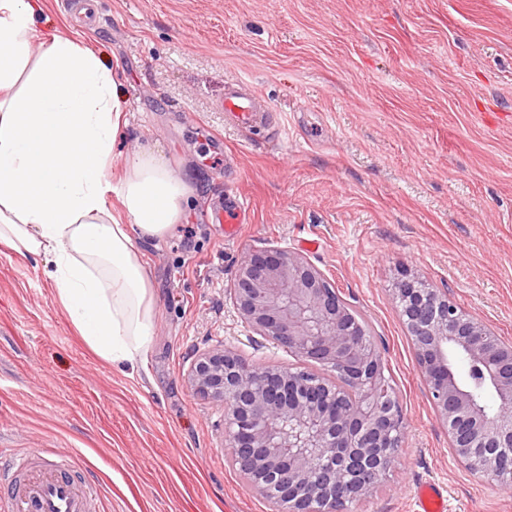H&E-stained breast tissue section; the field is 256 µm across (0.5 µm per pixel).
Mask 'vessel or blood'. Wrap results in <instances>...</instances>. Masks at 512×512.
I'll return each mask as SVG.
<instances>
[{
	"label": "vessel or blood",
	"mask_w": 512,
	"mask_h": 512,
	"mask_svg": "<svg viewBox=\"0 0 512 512\" xmlns=\"http://www.w3.org/2000/svg\"><path fill=\"white\" fill-rule=\"evenodd\" d=\"M232 124L251 131L259 127L267 111L259 94L249 85L229 89L219 103ZM244 200H234L228 207L216 206L211 221L223 225L225 237H235L240 224L247 220ZM12 488L9 512H95L98 489L88 479L78 459H71L69 471L57 470L54 462L44 459L31 463L22 457L15 461L6 475ZM418 512H446L445 497L434 484L420 487Z\"/></svg>",
	"instance_id": "b4317fda"
}]
</instances>
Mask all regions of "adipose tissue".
Wrapping results in <instances>:
<instances>
[{"mask_svg":"<svg viewBox=\"0 0 512 512\" xmlns=\"http://www.w3.org/2000/svg\"><path fill=\"white\" fill-rule=\"evenodd\" d=\"M47 0H0V240L44 258L56 299L102 358L135 362L154 335L150 274L136 241L166 238L190 188L143 148L120 183L127 216L105 193L121 126L111 70L78 39L32 37Z\"/></svg>","mask_w":512,"mask_h":512,"instance_id":"ef3b65f1","label":"adipose tissue"}]
</instances>
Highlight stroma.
I'll return each instance as SVG.
<instances>
[{"label": "stroma", "mask_w": 512, "mask_h": 512, "mask_svg": "<svg viewBox=\"0 0 512 512\" xmlns=\"http://www.w3.org/2000/svg\"><path fill=\"white\" fill-rule=\"evenodd\" d=\"M83 34L127 121L111 182L149 146L193 203L137 244L155 327L131 368L79 336L42 260L0 242V450L78 458L97 512H270L186 375L223 347L299 365L230 298L240 254L277 246L368 323L402 409L399 455L351 512H414L425 483L447 512H512V489L453 461L392 297L410 273L512 345V0H95ZM241 83L271 109L262 130L217 108ZM238 196L250 221L228 240L208 215Z\"/></svg>", "instance_id": "stroma-1"}]
</instances>
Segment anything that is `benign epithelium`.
<instances>
[{
  "label": "benign epithelium",
  "mask_w": 512,
  "mask_h": 512,
  "mask_svg": "<svg viewBox=\"0 0 512 512\" xmlns=\"http://www.w3.org/2000/svg\"><path fill=\"white\" fill-rule=\"evenodd\" d=\"M231 295L258 335L334 377L285 365L249 367L225 348L199 356L188 383L224 406L232 462L272 512H349L402 448L403 420L382 385L380 349L324 273L280 247L244 252ZM393 299L453 458L511 486L512 417L487 410L476 390L492 391L512 410V346L421 280H399ZM452 351L468 359L464 381L450 366Z\"/></svg>",
  "instance_id": "benign-epithelium-1"
}]
</instances>
